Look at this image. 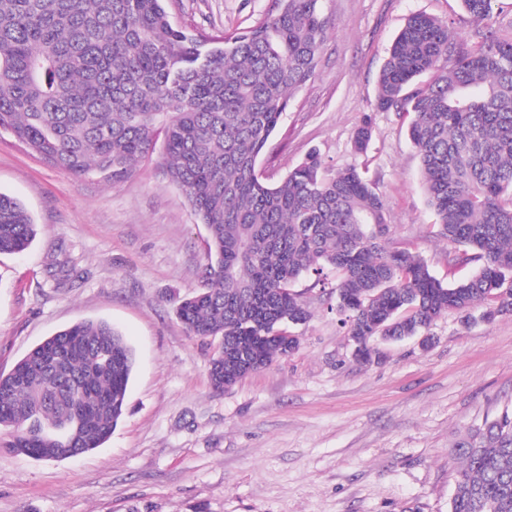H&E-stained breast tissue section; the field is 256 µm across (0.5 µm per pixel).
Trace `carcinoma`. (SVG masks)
Listing matches in <instances>:
<instances>
[{"label": "carcinoma", "mask_w": 512, "mask_h": 512, "mask_svg": "<svg viewBox=\"0 0 512 512\" xmlns=\"http://www.w3.org/2000/svg\"><path fill=\"white\" fill-rule=\"evenodd\" d=\"M324 0H274L243 32L173 23L164 0H0V132L75 177L125 180L165 132L166 174L207 227L204 288L176 308L190 334L221 337L211 385L289 351L271 339L308 310L302 277L336 272V314L368 361L381 336H416L453 309L512 314V23L498 0H460L476 40L408 18L378 80L377 109L407 131L437 235L480 269L445 285L418 255L388 246L385 201L368 170L327 173L312 151L281 181L256 170L294 91L317 69L331 23ZM365 120L354 135L364 152ZM37 235L0 192V255ZM134 353L104 321L77 322L0 373V448L38 460L101 447L127 409ZM451 512H512V414L469 432Z\"/></svg>", "instance_id": "carcinoma-1"}]
</instances>
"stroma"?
I'll return each instance as SVG.
<instances>
[{
  "mask_svg": "<svg viewBox=\"0 0 512 512\" xmlns=\"http://www.w3.org/2000/svg\"><path fill=\"white\" fill-rule=\"evenodd\" d=\"M272 0H167L174 22L212 35L266 17ZM333 23L314 78L296 92L258 159L275 183L317 151L332 170L368 168L390 245L420 255L443 283L479 262L434 233L406 122L376 108L378 78L407 19L425 13L458 36L460 0H325ZM370 120L366 152L354 134ZM0 192L38 228L0 255V373L82 320H105L135 350L127 411L101 447L62 460L0 449V512H450L469 429L512 413V315L451 310L426 337L385 341L370 362L303 279L297 349L224 391L210 383L218 343L191 335L178 303L203 287L207 231L165 176L161 154L111 184L77 178L0 134Z\"/></svg>",
  "mask_w": 512,
  "mask_h": 512,
  "instance_id": "stroma-1",
  "label": "stroma"
}]
</instances>
